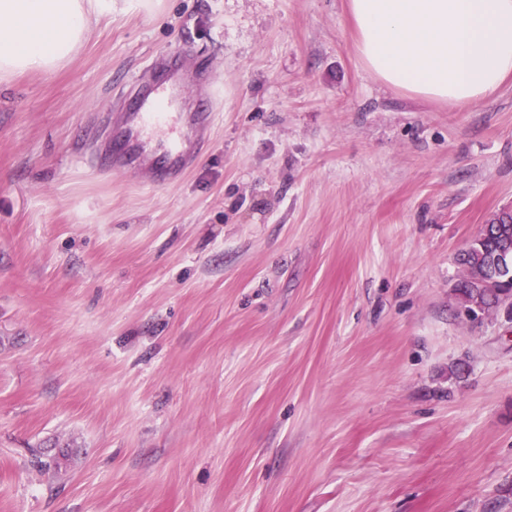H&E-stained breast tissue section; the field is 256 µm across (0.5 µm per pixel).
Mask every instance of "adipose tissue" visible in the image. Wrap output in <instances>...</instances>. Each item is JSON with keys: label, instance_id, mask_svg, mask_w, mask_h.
I'll list each match as a JSON object with an SVG mask.
<instances>
[{"label": "adipose tissue", "instance_id": "adipose-tissue-1", "mask_svg": "<svg viewBox=\"0 0 512 512\" xmlns=\"http://www.w3.org/2000/svg\"><path fill=\"white\" fill-rule=\"evenodd\" d=\"M117 0H0V82L51 73ZM355 48L381 83L465 108L512 76V0H348Z\"/></svg>", "mask_w": 512, "mask_h": 512}]
</instances>
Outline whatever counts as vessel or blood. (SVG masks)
<instances>
[{
    "instance_id": "vessel-or-blood-1",
    "label": "vessel or blood",
    "mask_w": 512,
    "mask_h": 512,
    "mask_svg": "<svg viewBox=\"0 0 512 512\" xmlns=\"http://www.w3.org/2000/svg\"><path fill=\"white\" fill-rule=\"evenodd\" d=\"M187 90V83L177 77L143 96L137 86H130L127 93L135 97L136 103L119 119V148L99 155L98 167L107 170L155 165L162 182L175 179L188 169L195 158V148L204 147L206 140L200 136L195 147H187L182 128L188 123L202 133L212 125L215 114L209 108L189 118L178 112L176 106Z\"/></svg>"
}]
</instances>
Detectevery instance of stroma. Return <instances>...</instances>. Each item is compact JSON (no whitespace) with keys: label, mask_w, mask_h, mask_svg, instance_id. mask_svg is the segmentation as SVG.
Segmentation results:
<instances>
[{"label":"stroma","mask_w":512,"mask_h":512,"mask_svg":"<svg viewBox=\"0 0 512 512\" xmlns=\"http://www.w3.org/2000/svg\"><path fill=\"white\" fill-rule=\"evenodd\" d=\"M348 0H123L0 83V512H512V319L456 258L512 207V79L388 87ZM206 65L208 151L102 176L156 59Z\"/></svg>","instance_id":"35a3bbf8"}]
</instances>
